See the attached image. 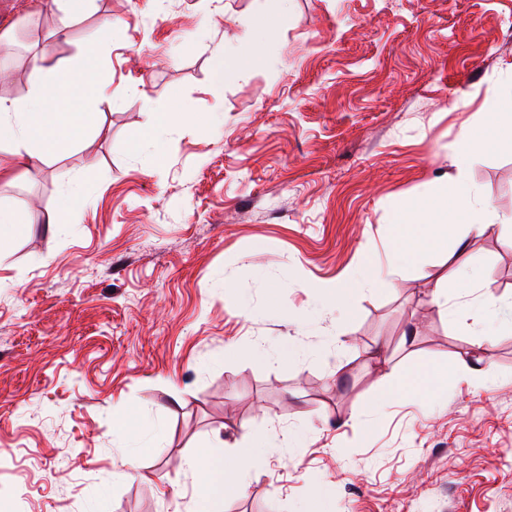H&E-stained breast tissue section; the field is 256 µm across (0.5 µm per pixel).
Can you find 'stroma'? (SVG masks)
<instances>
[{"mask_svg": "<svg viewBox=\"0 0 512 512\" xmlns=\"http://www.w3.org/2000/svg\"><path fill=\"white\" fill-rule=\"evenodd\" d=\"M0 24L9 100L39 80L34 54L77 83L82 48L112 32L92 131L0 182L24 219L0 255V512H191L186 457L284 428L296 447L223 512H512V332L472 334L512 318V233L449 241L389 289L348 284L393 265L400 205L486 126L512 80V0H88L70 16L0 0ZM176 96L191 120L134 146ZM467 178L512 214V137ZM68 189L81 203L61 223ZM463 256L485 280L440 306ZM322 282L345 284L343 306ZM435 363L491 377L423 395L381 377ZM126 454L137 477L113 479Z\"/></svg>", "mask_w": 512, "mask_h": 512, "instance_id": "1", "label": "stroma"}]
</instances>
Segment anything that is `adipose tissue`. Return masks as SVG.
I'll return each mask as SVG.
<instances>
[{"label": "adipose tissue", "instance_id": "1", "mask_svg": "<svg viewBox=\"0 0 512 512\" xmlns=\"http://www.w3.org/2000/svg\"><path fill=\"white\" fill-rule=\"evenodd\" d=\"M100 53L101 45L97 42L83 49L80 66L86 80L79 86L48 67L45 56L33 57V68L42 73V80L24 100L0 99V143L10 146L8 156L0 158V176L16 166L33 167L49 153L77 144L92 118L91 107L105 96ZM487 140V132L464 130L450 157L456 174L449 185L399 208L395 219L396 244L405 257L422 260L447 248L449 240L482 235L493 225L512 231V215L491 210L482 189L466 180L469 167L482 153ZM487 378V372L479 368L467 366L451 371L437 364L407 378L405 384L428 391L451 379L477 386ZM258 462V457L243 447L222 455L203 452L187 459L186 469L197 476L195 512H220L225 493L242 490L247 467Z\"/></svg>", "mask_w": 512, "mask_h": 512}]
</instances>
